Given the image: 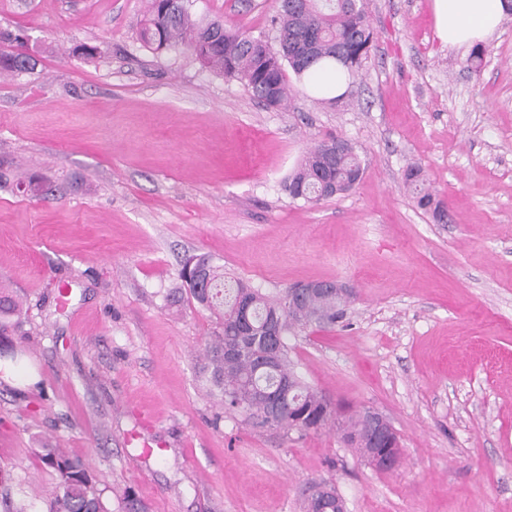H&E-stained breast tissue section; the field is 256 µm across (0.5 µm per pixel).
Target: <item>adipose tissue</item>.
Returning <instances> with one entry per match:
<instances>
[{"mask_svg":"<svg viewBox=\"0 0 512 512\" xmlns=\"http://www.w3.org/2000/svg\"><path fill=\"white\" fill-rule=\"evenodd\" d=\"M442 45L467 50L491 39L512 16V0H431Z\"/></svg>","mask_w":512,"mask_h":512,"instance_id":"obj_1","label":"adipose tissue"}]
</instances>
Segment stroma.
Returning <instances> with one entry per match:
<instances>
[{"mask_svg":"<svg viewBox=\"0 0 512 512\" xmlns=\"http://www.w3.org/2000/svg\"><path fill=\"white\" fill-rule=\"evenodd\" d=\"M147 0H0L33 72L0 76V287L23 328L0 337V485L42 512L56 483L32 450L83 458L107 512H304L314 482L346 512H512V17L468 52L435 36L431 0H366L375 42L327 104L294 90L267 109L190 55L155 57ZM198 17L267 32L275 0H190ZM98 46L93 61L75 45ZM354 142L350 192L292 200L317 142ZM418 165L448 221L416 207ZM41 176L44 195L18 191ZM205 254L267 294L337 280L342 323L290 332L306 382L371 407L403 455L379 471L337 419L254 428L199 378L217 326L166 295Z\"/></svg>","mask_w":512,"mask_h":512,"instance_id":"35a3bbf8","label":"stroma"}]
</instances>
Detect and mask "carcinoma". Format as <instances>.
<instances>
[{
  "label": "carcinoma",
  "mask_w": 512,
  "mask_h": 512,
  "mask_svg": "<svg viewBox=\"0 0 512 512\" xmlns=\"http://www.w3.org/2000/svg\"><path fill=\"white\" fill-rule=\"evenodd\" d=\"M188 0H148L137 30V41L155 56L172 49L190 54L203 67L241 82L267 108L287 106L292 88L286 78L291 69L298 82L316 78L328 60L342 63L350 75L358 73L369 58L374 31L365 0L351 7L347 0H278L271 33L254 36L220 18L196 19ZM27 53L0 50V75L35 69ZM335 162L327 160V141L308 151L285 181L294 199L310 203L354 187L363 174L355 147L346 139ZM417 205L438 214L441 201L425 187L421 168L407 169ZM181 286L170 291V301L193 302L213 315L221 332L205 346L200 375L224 408L245 422L261 416L269 401L279 399L283 410L277 430L308 432L326 423L324 404L297 373L288 356V331L314 324L326 328L343 318V304L332 296L316 294L301 306L288 303V295L272 299L241 279L226 278L224 266L207 256L184 260ZM22 326L20 305L14 295L0 291V334ZM351 441L367 453L370 433L364 420L345 423ZM41 462L56 473L57 483L46 512H106L103 490L92 483L87 463L62 448L43 444L34 449ZM0 512H34L32 505L10 491L0 494Z\"/></svg>",
  "instance_id": "1"
}]
</instances>
